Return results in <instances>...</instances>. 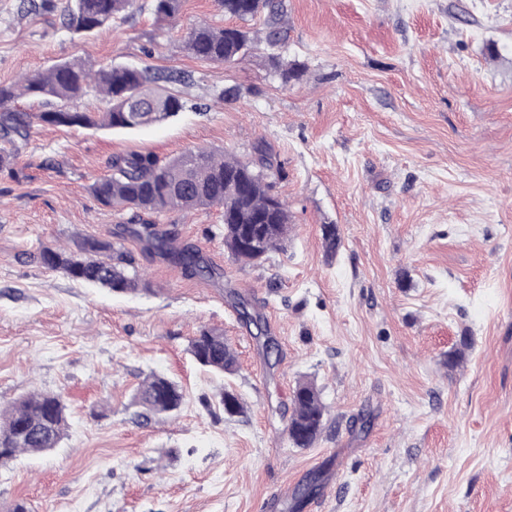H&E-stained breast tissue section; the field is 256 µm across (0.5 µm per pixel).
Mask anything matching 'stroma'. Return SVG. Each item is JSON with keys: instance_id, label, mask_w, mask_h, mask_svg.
<instances>
[{"instance_id": "1", "label": "stroma", "mask_w": 512, "mask_h": 512, "mask_svg": "<svg viewBox=\"0 0 512 512\" xmlns=\"http://www.w3.org/2000/svg\"><path fill=\"white\" fill-rule=\"evenodd\" d=\"M18 3L0 0V83L72 58L193 80L172 88L183 112L135 132L33 126L0 175V406L57 393L68 419L57 448L0 464V512H512V0H284L280 53L301 72L286 85L262 43L231 66L180 51L195 24L227 26L214 0L167 21L136 0L86 38ZM197 148L267 158L291 219L282 248L234 262L213 207L158 222L219 260L214 278L131 236L146 292L41 264L44 247L130 222L91 192L113 156ZM203 327L223 332L235 374L197 365ZM151 374L179 386L177 411L142 417ZM303 380L326 407L308 448L287 434ZM315 472L321 489L295 503Z\"/></svg>"}]
</instances>
